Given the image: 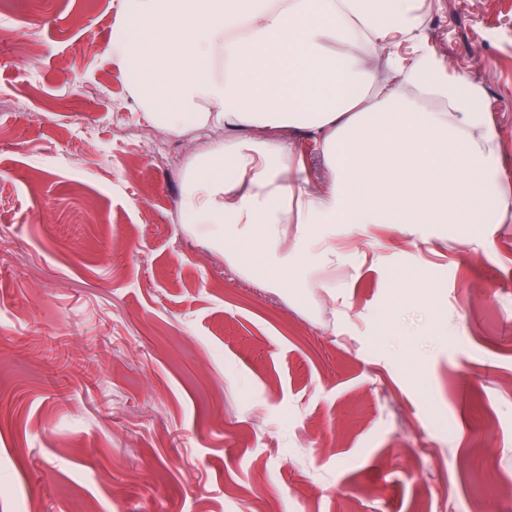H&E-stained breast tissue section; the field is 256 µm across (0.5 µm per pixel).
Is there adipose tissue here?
I'll return each instance as SVG.
<instances>
[{
  "label": "adipose tissue",
  "mask_w": 512,
  "mask_h": 512,
  "mask_svg": "<svg viewBox=\"0 0 512 512\" xmlns=\"http://www.w3.org/2000/svg\"><path fill=\"white\" fill-rule=\"evenodd\" d=\"M110 50L150 126L223 131L181 209L263 287H325L379 224L512 223L485 91L417 0H126Z\"/></svg>",
  "instance_id": "adipose-tissue-1"
}]
</instances>
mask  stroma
<instances>
[{
  "instance_id": "1",
  "label": "stroma",
  "mask_w": 512,
  "mask_h": 512,
  "mask_svg": "<svg viewBox=\"0 0 512 512\" xmlns=\"http://www.w3.org/2000/svg\"><path fill=\"white\" fill-rule=\"evenodd\" d=\"M123 2L0 9V512H512V224L384 226L333 294L238 275L108 51ZM426 7L512 172V0Z\"/></svg>"
}]
</instances>
